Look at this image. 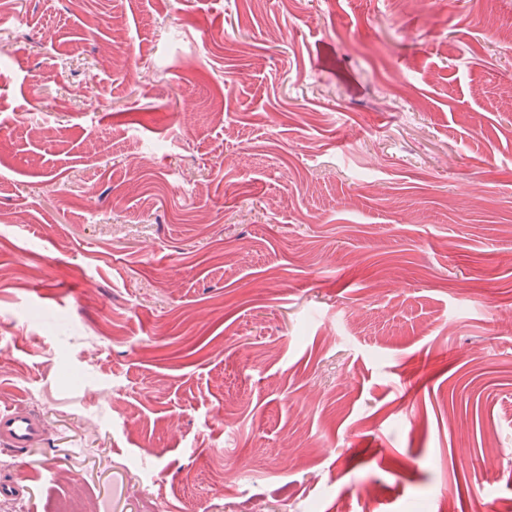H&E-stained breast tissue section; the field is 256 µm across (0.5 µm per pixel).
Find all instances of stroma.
<instances>
[{
  "label": "stroma",
  "instance_id": "35a3bbf8",
  "mask_svg": "<svg viewBox=\"0 0 512 512\" xmlns=\"http://www.w3.org/2000/svg\"><path fill=\"white\" fill-rule=\"evenodd\" d=\"M19 405L0 512L512 508V0H0ZM44 430L39 418L21 408L0 412V439L11 448L24 449L43 440Z\"/></svg>",
  "mask_w": 512,
  "mask_h": 512
}]
</instances>
